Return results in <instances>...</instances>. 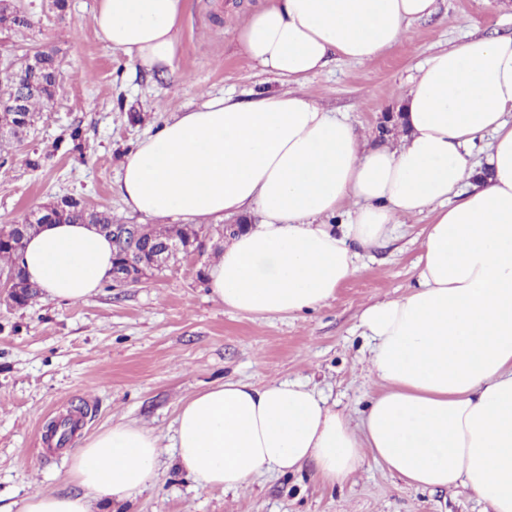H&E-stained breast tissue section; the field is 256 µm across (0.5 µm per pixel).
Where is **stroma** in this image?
<instances>
[{"label":"stroma","mask_w":512,"mask_h":512,"mask_svg":"<svg viewBox=\"0 0 512 512\" xmlns=\"http://www.w3.org/2000/svg\"><path fill=\"white\" fill-rule=\"evenodd\" d=\"M261 3L187 0L173 66L156 74L99 40L95 0H68L61 14L45 0H17L33 25L21 34L1 32L0 42L55 46L65 78L0 171V227L64 195L128 224L148 223L118 194L124 156L137 139L208 97L288 89L236 47L238 27ZM470 36H512V0H437L411 39L369 64L334 59L304 88L384 144L393 135L380 128L398 113L401 87L432 54ZM72 126L82 129V152L53 151L52 142ZM35 152L43 156L37 169L26 163ZM429 221L426 213L405 219L390 240L362 254L360 273L333 298L296 317L239 313L210 295L200 273L225 245L214 219L206 223L201 257L142 282L103 287L78 303L41 298L25 308L0 294V512H17L36 491L79 493L69 477L74 449L118 422L160 436L159 476L125 502L94 501L93 512H490L464 487L418 488L369 458L335 486L304 470L264 476L237 492L205 488L179 470L171 447L180 405L227 380L301 382L349 414L364 409L383 387L368 370L359 315L369 303L408 292ZM74 416L80 422L65 449L50 453L47 425Z\"/></svg>","instance_id":"obj_1"}]
</instances>
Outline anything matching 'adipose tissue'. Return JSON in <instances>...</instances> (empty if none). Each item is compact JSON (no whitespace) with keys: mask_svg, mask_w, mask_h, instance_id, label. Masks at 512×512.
Instances as JSON below:
<instances>
[{"mask_svg":"<svg viewBox=\"0 0 512 512\" xmlns=\"http://www.w3.org/2000/svg\"><path fill=\"white\" fill-rule=\"evenodd\" d=\"M436 0H265L240 53L295 87L209 98L140 139L119 193L130 212L196 222L256 213L207 273L212 296L254 316L316 309L399 219L431 212L410 291L359 315L383 391L359 418L307 386L228 380L180 407L173 448L201 486L262 473L343 482L372 458L422 488L463 486L512 512V37H471L420 65L393 144L368 137L299 85L333 56L367 64L410 36ZM186 0H97V37L148 70L172 67ZM489 141V174L472 151ZM89 224H46L18 262L49 300L90 297L112 270ZM161 448L125 423L74 449L83 492H37L18 512H92L153 485Z\"/></svg>","mask_w":512,"mask_h":512,"instance_id":"obj_1","label":"adipose tissue"}]
</instances>
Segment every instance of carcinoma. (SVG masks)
I'll return each mask as SVG.
<instances>
[{"label": "carcinoma", "mask_w": 512, "mask_h": 512, "mask_svg": "<svg viewBox=\"0 0 512 512\" xmlns=\"http://www.w3.org/2000/svg\"><path fill=\"white\" fill-rule=\"evenodd\" d=\"M28 16L21 10L6 6L0 8V30L19 31L30 28ZM34 54L24 52L12 55L10 62L0 68V88L12 89L24 94L21 110L0 105V169L8 162L3 154L4 146L25 141L31 133L41 110L54 100L63 78L61 65L53 49L40 46L33 47ZM83 136L80 127H72L53 143L54 150L66 148L68 152H80ZM24 227H13L0 233V270L12 272L23 277L18 266V254L25 242L36 233L42 224H100L107 227L119 224L121 220L112 215L108 209H90L84 202L74 196H62L49 201L43 206L40 221L37 224L22 220ZM193 237L197 247L204 246V239L199 232L187 224H152L150 237L143 240L137 247L136 257L139 259L149 255L152 248L172 238Z\"/></svg>", "instance_id": "1"}]
</instances>
